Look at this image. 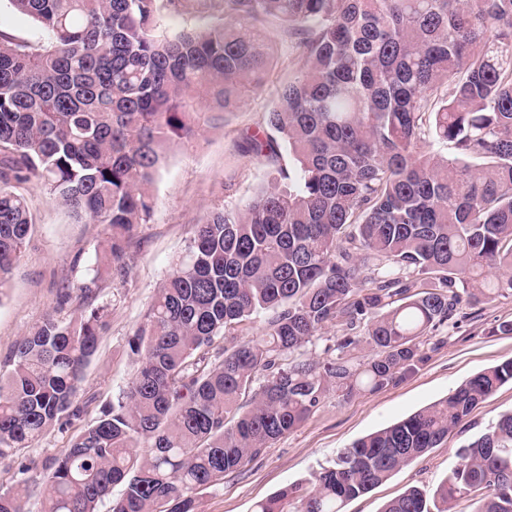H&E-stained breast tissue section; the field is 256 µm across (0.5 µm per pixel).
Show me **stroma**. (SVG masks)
<instances>
[{"label": "stroma", "instance_id": "stroma-1", "mask_svg": "<svg viewBox=\"0 0 512 512\" xmlns=\"http://www.w3.org/2000/svg\"><path fill=\"white\" fill-rule=\"evenodd\" d=\"M261 31L270 38L271 58L263 89L222 120L205 123L195 139L173 146L155 177V211L149 223L138 228L141 247L133 256L129 277L101 283L97 302L106 306L107 318L78 395L88 404L85 414L68 428L48 429L30 447L16 449L1 461L0 490L18 484L21 466L61 456L71 438L126 388L139 366L130 341L158 289L185 254L194 225L214 210L243 205L260 184L272 179V170L250 161L244 147L261 130L265 112L275 103L276 87L296 71L299 51L276 23L264 24ZM21 191L36 224L12 273L8 295L0 301V365L16 340L56 313L61 284L80 281L82 270L71 264L74 254L93 261L103 241L100 226L76 222L36 184H24ZM504 320H512V296L477 306L463 322L443 328L444 344L398 384L347 400L328 394L300 427L245 467L225 474L221 484L198 492L196 512H252L257 502L285 487L314 481L321 468L355 440L445 397L477 372L512 360V335L495 331ZM510 411L512 384L507 383L441 447L349 501L345 512H381L385 503L411 487L434 494L455 467L458 448Z\"/></svg>", "mask_w": 512, "mask_h": 512}]
</instances>
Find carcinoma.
Returning a JSON list of instances; mask_svg holds the SVG:
<instances>
[{
  "instance_id": "obj_1",
  "label": "carcinoma",
  "mask_w": 512,
  "mask_h": 512,
  "mask_svg": "<svg viewBox=\"0 0 512 512\" xmlns=\"http://www.w3.org/2000/svg\"><path fill=\"white\" fill-rule=\"evenodd\" d=\"M199 2L9 0L43 41L0 32V289L34 224L19 191L32 180L102 225L106 247L59 290V309L76 288L84 313L45 318L0 370V461L84 413L100 282L127 278L171 143L261 87L269 53L247 28L280 22L301 59L266 112L269 132L245 149L274 181L195 225L134 334L126 390L46 475L0 492V512L32 497L41 512H99L107 499L109 512H195L198 490L299 427L329 391L396 384L464 308L512 296V0H222L216 21L158 32L161 9ZM263 314L262 334L214 347ZM328 325L336 357L320 363L306 348ZM508 382L512 360L474 374L253 512H343ZM457 455L433 501L412 487L382 512H453L472 493L475 512H512V411Z\"/></svg>"
}]
</instances>
